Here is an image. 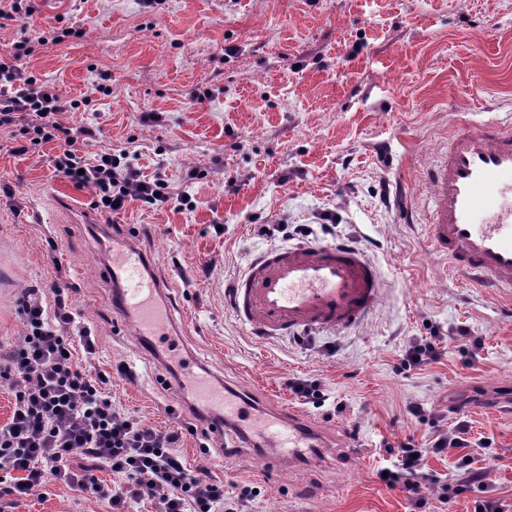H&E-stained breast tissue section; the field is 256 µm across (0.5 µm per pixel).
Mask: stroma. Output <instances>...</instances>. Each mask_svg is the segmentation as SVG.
Instances as JSON below:
<instances>
[{"instance_id":"35a3bbf8","label":"stroma","mask_w":512,"mask_h":512,"mask_svg":"<svg viewBox=\"0 0 512 512\" xmlns=\"http://www.w3.org/2000/svg\"><path fill=\"white\" fill-rule=\"evenodd\" d=\"M34 14L0 22V54L26 39L23 70L78 109L67 126L96 138L82 153L126 151L144 176L165 174L191 206L125 213L90 226L91 188L56 173V143L13 153L16 126L0 128V349L23 334L17 301L29 288L71 287L82 327L97 336L93 371L125 363L110 392L125 412L160 429L178 395L109 305L112 235L147 256L160 279L181 356L255 396L262 408L301 407L328 440L321 459L269 464L236 436H186L182 454L225 490L249 485L252 512H408L375 471L385 443L422 438L407 408L461 412L497 493L512 500V304L475 287L433 253L425 169L455 128L512 125V0H29ZM77 38L40 44L54 28ZM200 171L188 179L190 171ZM223 233H215V225ZM262 224L322 225L378 266L384 295L352 332L268 339L232 314L225 289L276 248ZM439 329V363L403 371L411 342ZM482 348L466 364L460 330ZM316 379L326 401L300 405L285 386ZM210 453H202V445ZM11 512H110L60 482Z\"/></svg>"}]
</instances>
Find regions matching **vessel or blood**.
<instances>
[{
  "label": "vessel or blood",
  "instance_id": "b4317fda",
  "mask_svg": "<svg viewBox=\"0 0 512 512\" xmlns=\"http://www.w3.org/2000/svg\"><path fill=\"white\" fill-rule=\"evenodd\" d=\"M425 179L434 203L426 226L432 251L448 257L472 283L512 297V129L487 123L455 131ZM106 274L121 286L114 308L133 320L135 336L156 343L168 336L171 314L154 304L158 284L146 277L144 259L129 241H113ZM382 288L379 269L360 249L301 243L251 262L233 284L230 305L242 323L264 336L348 330L375 310ZM179 383L214 415L248 426L256 419L243 400L214 390L192 369L184 370ZM264 431L279 450L278 464L324 444L295 410L269 415Z\"/></svg>",
  "mask_w": 512,
  "mask_h": 512
}]
</instances>
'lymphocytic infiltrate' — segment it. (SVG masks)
<instances>
[{
	"label": "lymphocytic infiltrate",
	"instance_id": "f902f5d3",
	"mask_svg": "<svg viewBox=\"0 0 512 512\" xmlns=\"http://www.w3.org/2000/svg\"><path fill=\"white\" fill-rule=\"evenodd\" d=\"M30 53L28 41L21 40L0 57V127L11 125L18 114L29 116L39 141L58 144L56 172L76 186L91 187V206L102 213L125 211L134 202L152 210L169 207L173 196L166 180L143 179L126 153L85 160L80 148L94 138V130L57 121L58 113L78 103L65 101L19 67ZM17 311L24 334L0 354V389L13 398L11 416L0 425V512L8 498L31 495L50 479L106 501L112 512H123L130 499L159 500L160 512H248L252 488L226 495L223 481L191 469L180 453L185 435L196 431L182 425L181 418L187 411L205 418L203 405L167 406L177 424L164 430L128 415L112 399L109 377L90 372L95 338L85 328L71 334L77 314L63 288L53 287L48 296L29 289ZM408 412L429 431L422 441L408 437L387 445L394 462L382 486L403 492L411 512H421L432 488L443 504L467 494L471 512H512V502L495 496L490 471L476 464L474 451L490 447L489 438H472L461 413L445 426L424 404L411 403ZM450 451L456 474L447 483L427 468L426 459ZM78 455L83 461L77 465L73 459ZM96 464L111 471L113 483L93 474Z\"/></svg>",
	"mask_w": 512,
	"mask_h": 512
}]
</instances>
